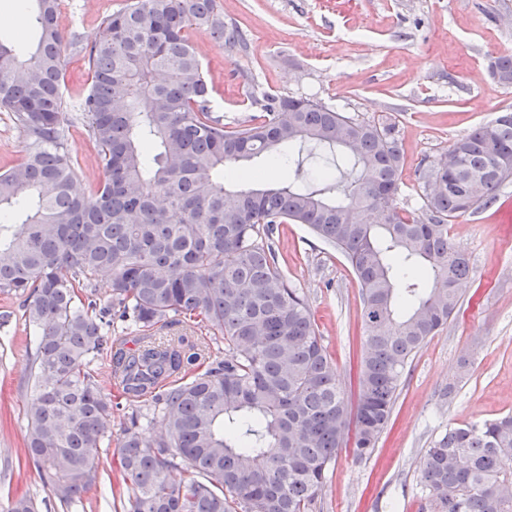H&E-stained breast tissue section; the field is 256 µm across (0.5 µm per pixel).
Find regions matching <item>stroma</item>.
Masks as SVG:
<instances>
[{"instance_id":"1","label":"stroma","mask_w":512,"mask_h":512,"mask_svg":"<svg viewBox=\"0 0 512 512\" xmlns=\"http://www.w3.org/2000/svg\"><path fill=\"white\" fill-rule=\"evenodd\" d=\"M127 0H101L83 14L67 0L63 33L85 42L102 19ZM224 23L244 44L216 47L208 30L192 40L214 88L213 106L226 123L255 113L244 89L304 96L337 111L395 124L402 151L398 203H420L422 160L512 106V89L481 74L489 55L512 51V0H217ZM455 246L473 275L447 326L405 369L389 423L370 455L344 448L332 462L310 512H428L421 482L426 448L457 424L480 425L512 412V183L496 204L454 220ZM279 266L307 301L349 403L358 398L357 368L366 335L358 280L345 257L302 224L279 225ZM24 298L0 293V512L24 494L37 512H129L116 448L100 451L101 480L66 505L44 486L24 455L26 406L34 342ZM96 378L114 402L112 436L147 402L115 392L106 361Z\"/></svg>"}]
</instances>
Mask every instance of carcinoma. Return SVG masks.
Returning <instances> with one entry per match:
<instances>
[{
	"mask_svg": "<svg viewBox=\"0 0 512 512\" xmlns=\"http://www.w3.org/2000/svg\"><path fill=\"white\" fill-rule=\"evenodd\" d=\"M34 2V50L23 57L0 39V110L28 140L21 168L0 173V291L25 296L35 343L28 458L61 503L96 486L112 399L93 365L107 350L122 393L150 398L166 422L161 440L137 413L122 430L130 512H309L340 449L375 448L408 361L458 309L472 268L448 224L512 181V109L458 138L408 213L397 203L394 126L302 96L253 94L261 115L243 125L214 114L190 30L206 28L219 47L242 41L215 0H130L89 44L64 40L58 0ZM67 50L91 74L69 118ZM488 71L512 88V53L489 57ZM80 120L104 172L95 184L67 149ZM280 145L334 155L345 169L325 167L311 185L224 187L227 167L258 181L244 162ZM360 209L376 222L362 223ZM288 223L334 246L359 281L366 341L354 407L278 266L271 236ZM102 269L108 300H85ZM116 314L136 336L112 335ZM189 323L224 340V359L184 333L161 335ZM180 465L189 478L173 483ZM421 481L434 512H512V413L448 429L426 449Z\"/></svg>",
	"mask_w": 512,
	"mask_h": 512,
	"instance_id": "carcinoma-1",
	"label": "carcinoma"
}]
</instances>
